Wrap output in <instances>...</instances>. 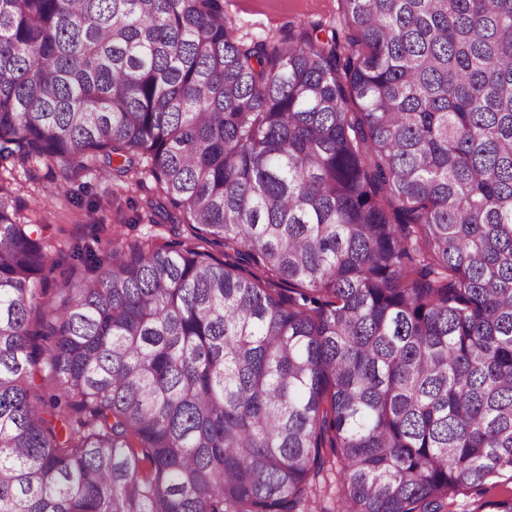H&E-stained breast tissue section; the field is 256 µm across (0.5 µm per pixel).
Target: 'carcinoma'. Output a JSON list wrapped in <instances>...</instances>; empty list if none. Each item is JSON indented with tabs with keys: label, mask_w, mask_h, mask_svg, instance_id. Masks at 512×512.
<instances>
[{
	"label": "carcinoma",
	"mask_w": 512,
	"mask_h": 512,
	"mask_svg": "<svg viewBox=\"0 0 512 512\" xmlns=\"http://www.w3.org/2000/svg\"><path fill=\"white\" fill-rule=\"evenodd\" d=\"M340 2L244 41L222 0H0V166L145 174L190 229L76 251L33 323L0 179V512H297L326 447L345 512L512 472V0Z\"/></svg>",
	"instance_id": "cac0c4a2"
}]
</instances>
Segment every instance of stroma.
Here are the masks:
<instances>
[{"mask_svg": "<svg viewBox=\"0 0 512 512\" xmlns=\"http://www.w3.org/2000/svg\"><path fill=\"white\" fill-rule=\"evenodd\" d=\"M224 16L238 38L278 37L299 25L338 26L340 0H223ZM12 182L25 222L48 225L50 242L61 249L79 244L105 251L113 234L134 241L169 237L168 226L151 223L142 201L155 195L153 181L143 185L117 184L101 174L87 173L65 183L45 164L30 162L0 172ZM342 464L328 463L319 483L307 494L300 512H339ZM512 494V473L490 480L486 490L460 488L448 501V512H491L490 505Z\"/></svg>", "mask_w": 512, "mask_h": 512, "instance_id": "1", "label": "stroma"}]
</instances>
